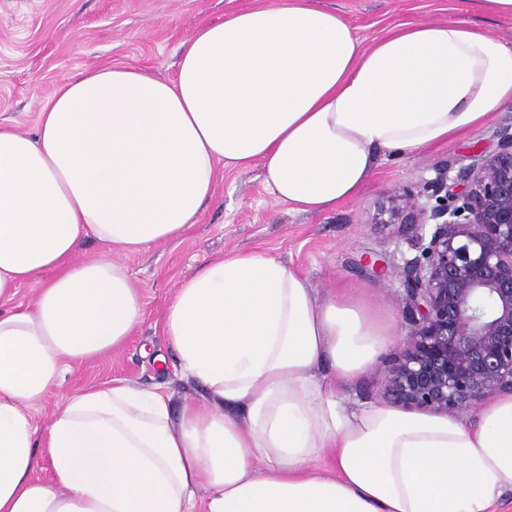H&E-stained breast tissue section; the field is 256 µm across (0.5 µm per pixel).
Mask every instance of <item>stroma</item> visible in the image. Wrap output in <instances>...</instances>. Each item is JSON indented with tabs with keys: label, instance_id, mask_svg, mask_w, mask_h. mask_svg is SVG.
Here are the masks:
<instances>
[{
	"label": "stroma",
	"instance_id": "1",
	"mask_svg": "<svg viewBox=\"0 0 512 512\" xmlns=\"http://www.w3.org/2000/svg\"><path fill=\"white\" fill-rule=\"evenodd\" d=\"M364 42L404 24H429L463 15L512 44V15L491 14L478 0H325ZM256 0H0V121L33 131L40 105L59 84L108 63L144 68L173 78L179 47L199 26ZM512 122V111L461 138L415 154L384 155L359 197L329 213L289 211L266 191L260 166L229 170L199 224L180 241L121 256L139 288L143 317L123 349L74 366L30 411L45 428L63 399L87 384L125 380L171 394L174 403L195 399L198 387L184 379L175 352L159 328L182 280L202 263L232 250L261 249L298 268L310 288L330 295L335 286L359 288L365 303L401 321L405 294L394 277L375 276L365 253L393 256L396 264L417 256L405 225L375 221L379 202L417 191L437 167L478 145L494 150V126Z\"/></svg>",
	"mask_w": 512,
	"mask_h": 512
}]
</instances>
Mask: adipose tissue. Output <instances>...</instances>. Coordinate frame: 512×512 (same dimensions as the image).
<instances>
[{"label":"adipose tissue","mask_w":512,"mask_h":512,"mask_svg":"<svg viewBox=\"0 0 512 512\" xmlns=\"http://www.w3.org/2000/svg\"><path fill=\"white\" fill-rule=\"evenodd\" d=\"M512 104V46L462 17L364 44L318 0H259L196 28L174 78L107 64L63 81L34 133L0 122V512H498L512 395L476 421L364 402L342 385L392 342L387 314L318 296L265 250L203 263L162 332L201 400L116 380L30 410L142 317L130 253L200 223L225 170L260 165L290 211L358 197L379 154L453 140ZM35 302L14 305L19 288Z\"/></svg>","instance_id":"obj_1"}]
</instances>
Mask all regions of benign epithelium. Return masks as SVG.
Segmentation results:
<instances>
[{
	"instance_id": "7a95c632",
	"label": "benign epithelium",
	"mask_w": 512,
	"mask_h": 512,
	"mask_svg": "<svg viewBox=\"0 0 512 512\" xmlns=\"http://www.w3.org/2000/svg\"><path fill=\"white\" fill-rule=\"evenodd\" d=\"M493 137L495 150L473 146L380 207L379 223L407 225L419 250L397 268L405 316L381 368L398 407L456 416L512 394V123ZM364 261L379 276L394 268Z\"/></svg>"
}]
</instances>
